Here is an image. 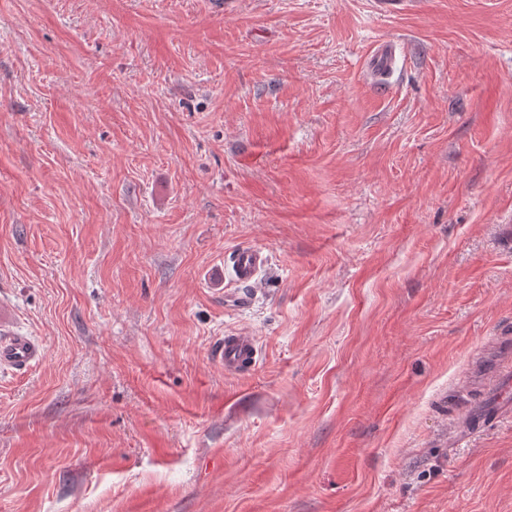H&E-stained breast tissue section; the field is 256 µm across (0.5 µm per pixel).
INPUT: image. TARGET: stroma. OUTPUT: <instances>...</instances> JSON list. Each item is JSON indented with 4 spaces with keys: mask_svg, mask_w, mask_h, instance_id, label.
<instances>
[{
    "mask_svg": "<svg viewBox=\"0 0 512 512\" xmlns=\"http://www.w3.org/2000/svg\"><path fill=\"white\" fill-rule=\"evenodd\" d=\"M509 220L512 0H0V512H512ZM268 264V255L258 247L242 248L234 252L232 270L239 284L252 286L260 281V276ZM8 321L0 307V369L27 371L41 361L44 347L33 336L8 331ZM257 343L254 336L245 332L224 336L216 358L224 365L225 372H240L255 366ZM510 375L512 376V367L504 366L500 371L498 378L494 381L492 387L497 395V402L512 413V389L510 395Z\"/></svg>",
    "mask_w": 512,
    "mask_h": 512,
    "instance_id": "1",
    "label": "stroma"
}]
</instances>
